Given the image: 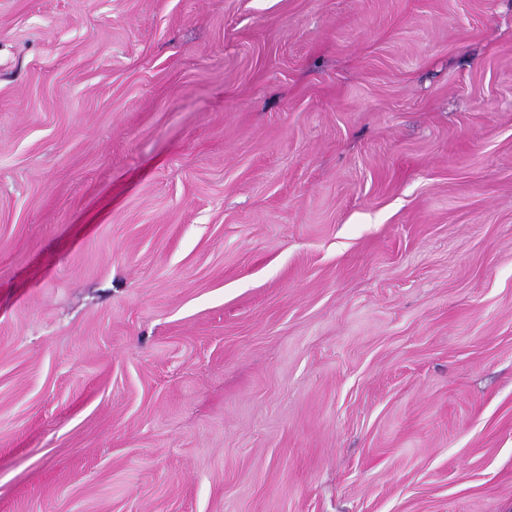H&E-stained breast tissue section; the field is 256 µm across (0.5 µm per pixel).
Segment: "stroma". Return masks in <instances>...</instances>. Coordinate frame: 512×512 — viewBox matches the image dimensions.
<instances>
[{"label": "stroma", "instance_id": "stroma-1", "mask_svg": "<svg viewBox=\"0 0 512 512\" xmlns=\"http://www.w3.org/2000/svg\"><path fill=\"white\" fill-rule=\"evenodd\" d=\"M0 512H512V0H0Z\"/></svg>", "mask_w": 512, "mask_h": 512}]
</instances>
